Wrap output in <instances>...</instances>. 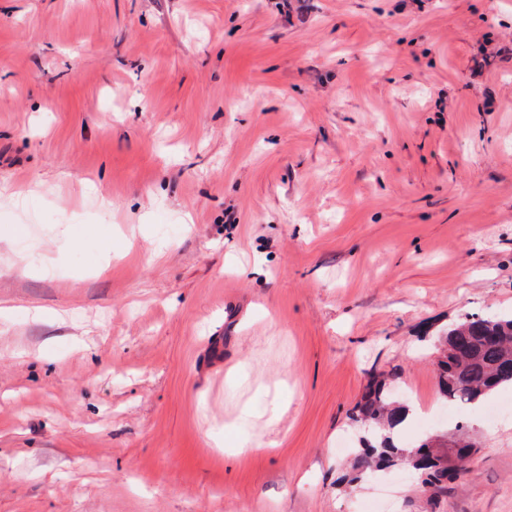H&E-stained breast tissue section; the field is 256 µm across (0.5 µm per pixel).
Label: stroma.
Segmentation results:
<instances>
[{"label": "stroma", "mask_w": 512, "mask_h": 512, "mask_svg": "<svg viewBox=\"0 0 512 512\" xmlns=\"http://www.w3.org/2000/svg\"><path fill=\"white\" fill-rule=\"evenodd\" d=\"M510 43L512 0H0V512H512V414L435 374L512 314ZM380 373L401 444H477L446 491L346 480Z\"/></svg>", "instance_id": "35a3bbf8"}]
</instances>
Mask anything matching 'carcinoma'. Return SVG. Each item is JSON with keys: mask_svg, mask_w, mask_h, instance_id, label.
<instances>
[{"mask_svg": "<svg viewBox=\"0 0 512 512\" xmlns=\"http://www.w3.org/2000/svg\"><path fill=\"white\" fill-rule=\"evenodd\" d=\"M437 385L445 402L479 405L498 388L512 386V317L470 314L438 339ZM409 407L393 399L384 375H374L366 386L352 420L364 429L354 468L409 465L422 483L439 491L456 476L457 468L438 463L442 455L430 448L429 440L408 451L393 432L404 427Z\"/></svg>", "mask_w": 512, "mask_h": 512, "instance_id": "carcinoma-1", "label": "carcinoma"}]
</instances>
